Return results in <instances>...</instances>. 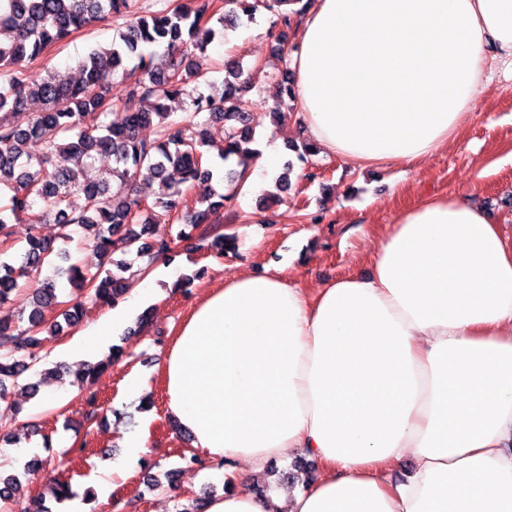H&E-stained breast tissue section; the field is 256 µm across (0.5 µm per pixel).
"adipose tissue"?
I'll return each instance as SVG.
<instances>
[{"label": "adipose tissue", "mask_w": 512, "mask_h": 512, "mask_svg": "<svg viewBox=\"0 0 512 512\" xmlns=\"http://www.w3.org/2000/svg\"><path fill=\"white\" fill-rule=\"evenodd\" d=\"M492 60L512 72V0H318L292 54L298 118L322 154L409 165L459 132ZM369 263L312 296L243 274L179 323L159 368L167 415L229 464L206 512H512V240L471 195L424 196ZM154 281L77 349L108 344ZM148 440L130 434L97 489L131 476ZM292 449L318 461L316 483L247 490Z\"/></svg>", "instance_id": "adipose-tissue-1"}]
</instances>
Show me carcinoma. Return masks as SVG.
I'll list each match as a JSON object with an SVG mask.
<instances>
[{
    "label": "carcinoma",
    "mask_w": 512,
    "mask_h": 512,
    "mask_svg": "<svg viewBox=\"0 0 512 512\" xmlns=\"http://www.w3.org/2000/svg\"><path fill=\"white\" fill-rule=\"evenodd\" d=\"M226 11L216 0H173L156 11H140L137 0H0V242L16 238V225L32 227L49 221L60 225L61 238L72 239L71 227L91 235L94 249L112 268L92 272L61 253L53 261V245L28 234L19 253L20 265L0 260V305L11 302L18 279L31 288L26 298L27 327L0 320V400L8 384L32 366L43 334L55 336L79 324L82 300L114 304L130 290L139 274L127 262L111 259L117 240L138 244L137 253L153 261L173 251L172 241L154 233L163 217L181 216L184 223L210 240L216 256L224 255V234L217 215L224 194L205 208L189 205L188 191L214 179L202 148L210 145L208 127L230 121L224 128V154L251 153L254 118L240 111L241 89L235 84L240 71L228 70L224 89L205 79L203 62L216 36L244 15L252 18L261 0H227ZM301 0H267L277 9V24L286 33L295 29L306 7L285 9ZM131 17L116 30L112 44L97 47L65 73L44 68L28 76L23 71L43 58L55 43L106 17ZM193 47L190 58L184 51ZM165 50V69L153 67V50ZM130 80L124 101L108 100L117 72ZM42 103L24 122L16 117L28 104ZM186 116L172 119V104ZM153 129L155 138L140 137ZM42 146L39 156L27 145ZM113 157L115 166L99 168L96 161ZM177 182L170 192L148 204L140 195V182ZM68 281L72 298L58 301L59 280ZM63 306L62 320H49L46 312ZM47 461L33 459L21 473L0 474V500L18 490L22 478L43 469Z\"/></svg>",
    "instance_id": "1"
}]
</instances>
